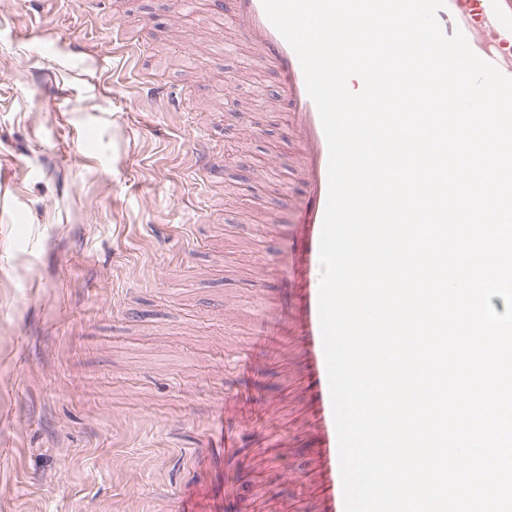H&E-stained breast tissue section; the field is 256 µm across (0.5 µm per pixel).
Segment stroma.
<instances>
[{"instance_id": "obj_1", "label": "stroma", "mask_w": 512, "mask_h": 512, "mask_svg": "<svg viewBox=\"0 0 512 512\" xmlns=\"http://www.w3.org/2000/svg\"><path fill=\"white\" fill-rule=\"evenodd\" d=\"M204 9L0 12V512H166L238 391L237 447L203 500L228 484L224 512H321L303 347L258 334L288 279L274 217L302 191L296 145L274 72ZM154 85L188 90L184 109L146 108ZM196 166L204 174L210 186L224 180V164L207 140L197 142L194 151Z\"/></svg>"}]
</instances>
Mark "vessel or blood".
I'll return each mask as SVG.
<instances>
[{"label":"vessel or blood","mask_w":512,"mask_h":512,"mask_svg":"<svg viewBox=\"0 0 512 512\" xmlns=\"http://www.w3.org/2000/svg\"><path fill=\"white\" fill-rule=\"evenodd\" d=\"M226 16L230 17L237 38L253 48L254 61L277 75L298 145V178L306 189L300 197H285L280 221L290 230V281L300 293L295 333L309 339L306 354L311 360L320 404L314 432L322 442L325 460L326 499L322 512H336V501L344 493L341 474L334 465L339 455L338 440L318 313L319 245L328 195L327 141L317 108L307 93L299 60L268 20L262 0H210L207 20ZM438 20L446 35L462 31L475 54L512 77V0H446ZM194 158L208 183L223 181L224 164L210 142L198 141ZM236 408L237 400L232 396L214 407L212 434L200 443L197 452L201 474H208L211 463L223 454L224 418Z\"/></svg>","instance_id":"b4317fda"}]
</instances>
